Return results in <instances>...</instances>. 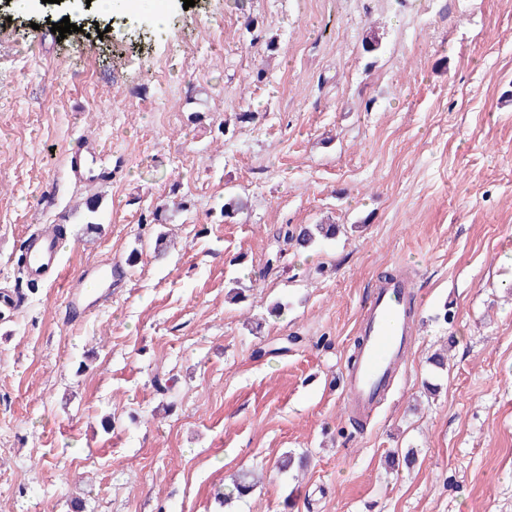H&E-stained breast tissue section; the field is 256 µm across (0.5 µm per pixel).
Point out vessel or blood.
Here are the masks:
<instances>
[{
    "label": "vessel or blood",
    "mask_w": 512,
    "mask_h": 512,
    "mask_svg": "<svg viewBox=\"0 0 512 512\" xmlns=\"http://www.w3.org/2000/svg\"><path fill=\"white\" fill-rule=\"evenodd\" d=\"M102 164L100 144L84 138L70 151L69 173L79 182L97 178ZM22 257L29 279L58 281L64 266L59 238L51 233L34 232L24 241ZM117 263L109 261L87 267L68 285L65 309L70 320H77L97 309L110 295L112 274ZM413 285L396 279L375 288L361 312L363 344L344 376V403L347 410L369 415L387 393L413 340L408 303Z\"/></svg>",
    "instance_id": "1"
}]
</instances>
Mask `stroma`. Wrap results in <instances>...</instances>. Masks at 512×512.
<instances>
[{"mask_svg": "<svg viewBox=\"0 0 512 512\" xmlns=\"http://www.w3.org/2000/svg\"><path fill=\"white\" fill-rule=\"evenodd\" d=\"M81 138L108 179L70 180ZM57 224L64 278L28 284ZM284 224L339 231L284 253ZM134 251L64 325L68 279ZM393 270L424 300L358 427L343 373ZM2 288L0 512H512V0H0Z\"/></svg>", "mask_w": 512, "mask_h": 512, "instance_id": "stroma-1", "label": "stroma"}]
</instances>
